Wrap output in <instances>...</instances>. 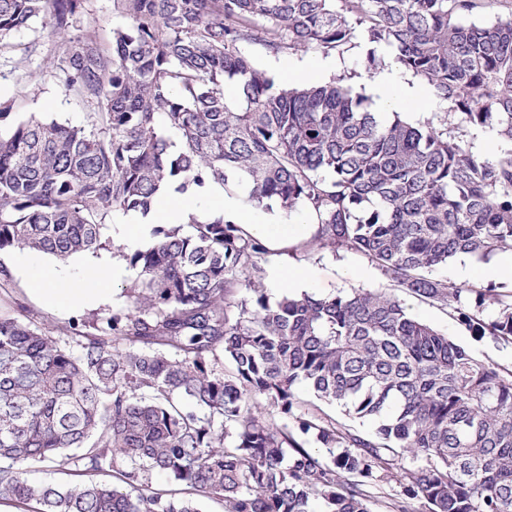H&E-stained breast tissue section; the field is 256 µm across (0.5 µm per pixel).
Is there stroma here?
<instances>
[{
    "label": "stroma",
    "mask_w": 512,
    "mask_h": 512,
    "mask_svg": "<svg viewBox=\"0 0 512 512\" xmlns=\"http://www.w3.org/2000/svg\"><path fill=\"white\" fill-rule=\"evenodd\" d=\"M61 51L60 43L46 38L41 24L37 22L15 31L8 44L0 48V101L14 100L16 119L24 120L33 115L69 124L85 121L87 105L69 97L47 71L49 62ZM18 256V250L13 248L0 251V265L11 274L8 288L0 289V306L15 314L28 311L31 318L50 328L65 327L74 321L88 326L93 321L109 318L113 310L127 307L123 290L138 277L137 270L128 269L125 277L111 282L108 296L99 303L75 307L61 299L50 304L34 292L29 275L18 270ZM504 256L501 250L485 260L460 256L437 269L435 275L458 285L490 290L484 316L491 319L499 309L498 298L512 295V275L494 276L490 273ZM274 264L309 269L315 278L313 292L322 297L354 288L397 291L396 284L362 254L347 248L309 247L299 239L291 242L288 248L270 252L260 263L258 279L273 298L282 293L268 276V269ZM402 298L413 315L453 337L477 360L512 370V344L473 335L458 323L451 306L424 301L407 292L402 294Z\"/></svg>",
    "instance_id": "stroma-1"
}]
</instances>
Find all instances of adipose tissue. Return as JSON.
<instances>
[{
	"mask_svg": "<svg viewBox=\"0 0 512 512\" xmlns=\"http://www.w3.org/2000/svg\"><path fill=\"white\" fill-rule=\"evenodd\" d=\"M367 88L372 94L376 111L390 112L403 108L411 102H423L425 88L418 85H408L393 79L391 74L381 73L368 78ZM213 199L220 202L225 219L242 223L244 229L255 238L260 239L269 250L282 249L302 235L306 227L302 224H291L275 215L252 216L242 214L239 198L227 194L219 185L210 188ZM196 199L178 194L173 190H165L156 210L150 217H142L132 212L125 216L123 223L113 225L112 234L126 249H136L139 244L138 231L144 220H159L165 224H183L188 220L190 212L195 211ZM123 274L121 267L106 270L97 266L87 269V277L80 287L72 288L62 282L61 276L51 268H43L42 274L36 280L37 291L46 302H55L58 296H66L72 305H87L99 302L107 291L104 282L112 277Z\"/></svg>",
	"mask_w": 512,
	"mask_h": 512,
	"instance_id": "adipose-tissue-1",
	"label": "adipose tissue"
}]
</instances>
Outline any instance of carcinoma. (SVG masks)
<instances>
[{
    "mask_svg": "<svg viewBox=\"0 0 512 512\" xmlns=\"http://www.w3.org/2000/svg\"><path fill=\"white\" fill-rule=\"evenodd\" d=\"M476 7L112 0L126 23L106 42L81 32L85 0H0V44L41 20L62 45L51 73L93 107L71 125L18 121L0 102V251L95 253L114 214H149L167 186L218 183L254 207L303 209L308 245L360 252L409 293L453 304L475 335L512 343V301L487 320L486 293L432 276L512 244V148L480 158L446 128L399 112L381 121L343 78L277 87L251 55L343 52L359 27L366 69L389 50L463 123L512 142V13L477 24ZM189 224L158 226L150 246L122 253L138 270L129 306L93 333L0 310V503L373 512L372 489L407 456L389 512H512V372L386 292L273 300L255 281L260 240L222 217ZM302 383L375 432L298 410ZM46 463L74 465L77 479L26 477Z\"/></svg>",
    "mask_w": 512,
    "mask_h": 512,
    "instance_id": "obj_1",
    "label": "carcinoma"
}]
</instances>
